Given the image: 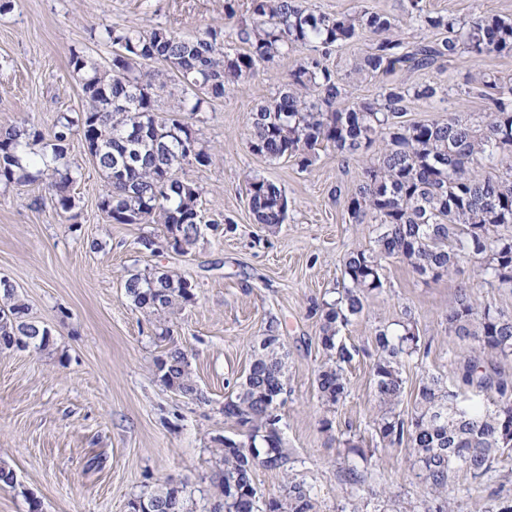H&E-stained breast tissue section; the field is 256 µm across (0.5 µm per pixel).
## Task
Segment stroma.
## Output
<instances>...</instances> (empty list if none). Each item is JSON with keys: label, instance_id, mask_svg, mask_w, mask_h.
I'll use <instances>...</instances> for the list:
<instances>
[{"label": "stroma", "instance_id": "35a3bbf8", "mask_svg": "<svg viewBox=\"0 0 512 512\" xmlns=\"http://www.w3.org/2000/svg\"><path fill=\"white\" fill-rule=\"evenodd\" d=\"M225 0H11L0 11V129L33 123L51 134L60 115L84 105L72 53L99 65L113 47L101 27L156 26L194 37L209 28L235 41L236 22L250 18L248 0H236V20ZM435 14L460 23L476 14L512 17V0H424ZM317 13L364 10L402 14L406 0H305ZM375 42L369 32L339 46L329 65L350 99L375 98L382 81L356 63ZM294 52L261 69L224 97L188 115L211 164L183 165L180 177L195 184L207 222L187 254L166 246L161 224H115L99 207L108 190L79 137L67 158L77 174L70 212L58 209L45 182L0 183V278L9 279L28 316L52 335L44 350H0V463L17 483L0 486V512H130L129 504L158 484H185L193 512H209L223 465L217 440L243 439L224 417V403L246 374L252 346L277 322L287 355V395L279 409L287 470L257 469L261 500L284 495L287 482L303 485L315 512H432L438 499L416 482L406 447L383 443L376 432L374 337L412 321L421 349L404 361L400 408L412 410L423 377L452 382L463 365L462 348L448 330L447 314L459 291L477 307L512 314V290L479 275V259L451 274L419 277L404 262H382L383 287L366 296L363 310L339 339L356 348L345 367L348 388L336 405L325 404L316 376L328 356L314 304L334 299L345 286L343 257L370 248L374 224L352 223L347 198L361 164L342 162L320 149L301 168L284 157L254 154L248 131L258 105L276 97ZM512 83V57L462 56L422 71H399L393 81L434 83L440 100L410 99L404 119L421 122L454 114L478 120L486 110L477 88L484 74ZM263 177L288 199L285 223H255L246 179ZM152 238L154 249L140 245ZM169 271L191 280L196 297L172 314L136 309L125 294L128 274ZM172 330L157 336L159 326ZM173 346L185 350L206 400L196 403L163 386L155 361ZM447 496L454 512L480 505L512 506V451L479 481L455 471Z\"/></svg>", "mask_w": 512, "mask_h": 512}]
</instances>
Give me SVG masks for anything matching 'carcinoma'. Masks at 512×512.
<instances>
[{
    "label": "carcinoma",
    "mask_w": 512,
    "mask_h": 512,
    "mask_svg": "<svg viewBox=\"0 0 512 512\" xmlns=\"http://www.w3.org/2000/svg\"><path fill=\"white\" fill-rule=\"evenodd\" d=\"M251 21L237 25L233 49L216 30L187 38L173 28L146 31L103 27V38L116 48L112 63L101 68L80 54L72 55L73 72L82 74L85 106L80 116L58 119L50 143L51 163L34 172L22 165L30 142L43 140L32 126L0 131V181L25 184L46 175L51 179L58 209L75 206L74 178L66 158L67 145L81 135L94 151V163L109 186L100 209L117 224L150 221L167 228V242L186 253L201 234L199 190L177 176L183 163L207 166L211 156L185 121L167 118L155 108L156 90L171 75L181 90L179 111L198 112L211 98L246 82L259 67L293 52L308 50L288 73L275 98L253 113L249 147L270 160L289 157L303 168L313 163L317 147L336 150L343 160H361L379 142L380 153L363 169L348 200L352 222L371 221L381 232L371 248L351 250L343 262L347 286L338 297L315 305L321 320L320 343L335 354L317 374L321 398L335 405L347 392L342 364L353 359L338 342L350 317L363 309L366 295L383 288L381 261L399 258L413 273L434 280L447 275L469 257L482 259L481 273L512 288V84L496 77L482 81L479 96L488 111L477 123L448 115L442 121L402 120L410 96L433 99L438 87L414 90L404 83L382 87L373 99L340 106L347 97L341 78L326 64L336 47L353 42L361 30L377 36L360 70L386 76L397 70H422L465 54L512 56V20L478 15L467 24L434 15L423 0H408L404 15L363 11L316 14L303 0H249ZM435 31L439 37L407 49L395 34L401 26ZM147 62L165 71L149 70ZM508 164L498 175L482 172L486 164ZM249 206L257 224L284 223L288 201L274 182L258 176L247 180ZM133 305L146 313H165L194 300V286L167 272L132 273L124 282ZM448 330L467 353L459 384L476 389L468 396L439 377L421 380L411 412L399 410L405 390L401 366L419 350V337L409 326L376 334L377 359L372 365L379 407L380 437L390 446L407 444L415 478L434 493L447 489L456 469L482 478L512 449V383L477 370L484 357L512 356V316L489 306H475L460 293L448 310ZM50 331L27 318V306L15 287L0 280V350L45 349ZM156 375L169 388L200 403L205 396L193 378L185 350L168 349L155 363ZM285 362L278 327L270 325L254 347L250 367L235 397L224 402V417L247 429V440H219L224 470L220 497L210 512H314L309 493L288 485L284 499H273L260 510L253 485L256 469H281L288 462L282 433L266 434L280 423L278 409L285 388ZM495 389L489 407L476 395ZM150 512H191L186 486L166 482L142 498Z\"/></svg>",
    "instance_id": "carcinoma-1"
}]
</instances>
